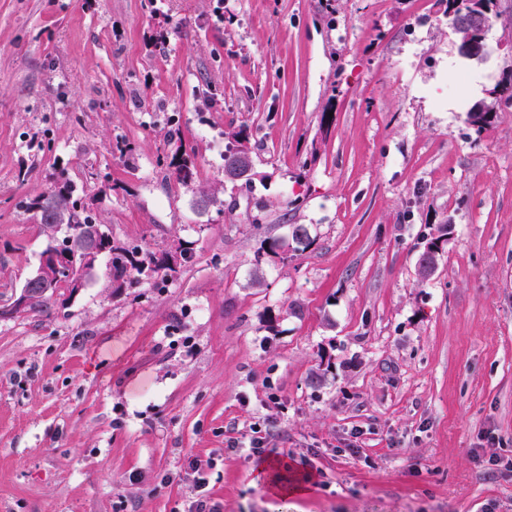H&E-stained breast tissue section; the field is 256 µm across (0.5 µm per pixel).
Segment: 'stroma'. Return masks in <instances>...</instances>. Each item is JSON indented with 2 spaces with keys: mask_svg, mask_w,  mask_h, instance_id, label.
Here are the masks:
<instances>
[{
  "mask_svg": "<svg viewBox=\"0 0 512 512\" xmlns=\"http://www.w3.org/2000/svg\"><path fill=\"white\" fill-rule=\"evenodd\" d=\"M489 18L469 58L447 0H0V305L61 168L114 240L193 247L0 320V512H512V0ZM292 224L314 245L256 263ZM258 428L305 494L254 484ZM169 165L175 167L179 181L187 185L193 180L195 175V153L181 151L180 154H175Z\"/></svg>",
  "mask_w": 512,
  "mask_h": 512,
  "instance_id": "obj_1",
  "label": "stroma"
}]
</instances>
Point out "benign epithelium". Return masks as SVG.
Returning a JSON list of instances; mask_svg holds the SVG:
<instances>
[{"mask_svg": "<svg viewBox=\"0 0 512 512\" xmlns=\"http://www.w3.org/2000/svg\"><path fill=\"white\" fill-rule=\"evenodd\" d=\"M253 161L248 153L236 156L234 170L227 173L230 178L240 174L247 177L252 174ZM111 233L104 224H85L77 240H69L68 246H58L55 237L39 257L37 268L25 279L21 289L8 305L0 308V318L9 319L17 309L26 308L37 299L56 294L61 279H66L74 292L86 287L89 275L95 271L100 257L106 252L105 245ZM81 256L82 263L75 264L72 259Z\"/></svg>", "mask_w": 512, "mask_h": 512, "instance_id": "1", "label": "benign epithelium"}]
</instances>
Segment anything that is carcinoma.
<instances>
[{"mask_svg": "<svg viewBox=\"0 0 512 512\" xmlns=\"http://www.w3.org/2000/svg\"><path fill=\"white\" fill-rule=\"evenodd\" d=\"M229 145L224 152V165H229L235 153L245 148L247 140L242 129L231 130L224 133ZM169 165L175 167L179 181L190 183L195 175V153L182 152L175 155ZM73 180L65 170L58 171L53 177L51 185L40 194L25 203L28 211L41 210L40 224H61L71 237L78 235L82 225L88 223L91 215L81 198L74 196ZM294 243V250L299 246H308L311 243L309 228L305 224H292L289 227V240L276 239L261 248L255 256V266H260L263 256L277 251ZM180 254L182 262L191 258L190 247L180 242L173 250L155 251L149 248L128 247L123 243L112 242V260H110L108 278L109 282L138 283L150 281L157 277L164 279L174 277L181 265L174 261V254Z\"/></svg>", "mask_w": 512, "mask_h": 512, "instance_id": "cac0c4a2", "label": "carcinoma"}]
</instances>
